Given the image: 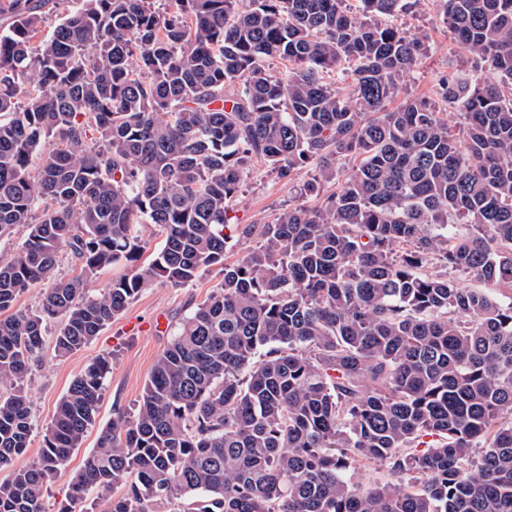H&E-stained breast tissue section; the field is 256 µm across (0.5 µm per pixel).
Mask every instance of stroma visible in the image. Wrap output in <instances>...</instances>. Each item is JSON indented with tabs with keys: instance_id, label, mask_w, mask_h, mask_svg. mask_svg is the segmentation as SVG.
I'll return each mask as SVG.
<instances>
[{
	"instance_id": "obj_1",
	"label": "stroma",
	"mask_w": 512,
	"mask_h": 512,
	"mask_svg": "<svg viewBox=\"0 0 512 512\" xmlns=\"http://www.w3.org/2000/svg\"><path fill=\"white\" fill-rule=\"evenodd\" d=\"M440 10L439 0H418L412 11L394 19L396 25L413 32H424L427 36L424 56L405 79L401 98H435L439 79L468 65L466 53L448 28L440 24ZM297 202L292 185L278 178L270 166L257 161L238 196L231 201L229 215L236 224H263L280 209ZM222 278L220 267L213 266L181 287L153 282L142 289L122 315L113 319L81 350L64 358L45 352L27 380L34 410L30 444L23 456L27 462L38 459L56 406L75 376L100 357L108 355L112 358L96 422L89 428L80 448L59 466L48 490L49 506H57L64 500L72 476L92 452L101 430L110 426L118 414L135 408L151 368L169 343L174 327L211 294ZM159 315L165 321L160 330L154 323Z\"/></svg>"
}]
</instances>
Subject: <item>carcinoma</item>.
<instances>
[{
	"mask_svg": "<svg viewBox=\"0 0 512 512\" xmlns=\"http://www.w3.org/2000/svg\"><path fill=\"white\" fill-rule=\"evenodd\" d=\"M50 2L0 0V235L29 226L0 265V512H47L111 369L75 377L15 465L47 323L69 356L149 283L217 265L59 512L115 487L108 512H512V303L456 279L512 290V0H441L469 59L438 83L458 128L425 98L389 107L427 36L379 18L412 0H361V18L345 0H79L36 43ZM346 69L349 97L324 81ZM258 159L300 198L336 191L235 228L258 243L229 262L228 206ZM142 224L165 235L146 265ZM372 464L391 479L348 477Z\"/></svg>",
	"mask_w": 512,
	"mask_h": 512,
	"instance_id": "1",
	"label": "carcinoma"
}]
</instances>
